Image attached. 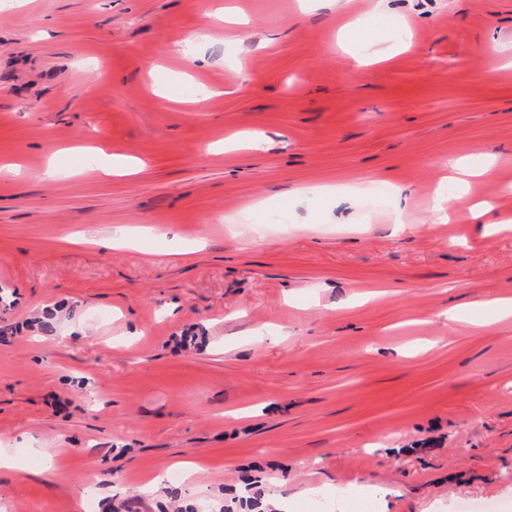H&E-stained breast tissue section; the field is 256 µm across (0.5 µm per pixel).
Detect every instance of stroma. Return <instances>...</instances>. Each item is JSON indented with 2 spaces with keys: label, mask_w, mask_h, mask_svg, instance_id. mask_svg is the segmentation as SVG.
<instances>
[{
  "label": "stroma",
  "mask_w": 512,
  "mask_h": 512,
  "mask_svg": "<svg viewBox=\"0 0 512 512\" xmlns=\"http://www.w3.org/2000/svg\"><path fill=\"white\" fill-rule=\"evenodd\" d=\"M373 2L342 39L336 0H0V512H237L243 486L351 512L345 485L512 512V321L443 317L512 297V0ZM377 37L401 51L351 71ZM187 74L201 104L165 95ZM91 145L145 166L102 177ZM451 158L494 165L452 242L417 229ZM395 184L401 225L370 194Z\"/></svg>",
  "instance_id": "obj_1"
}]
</instances>
